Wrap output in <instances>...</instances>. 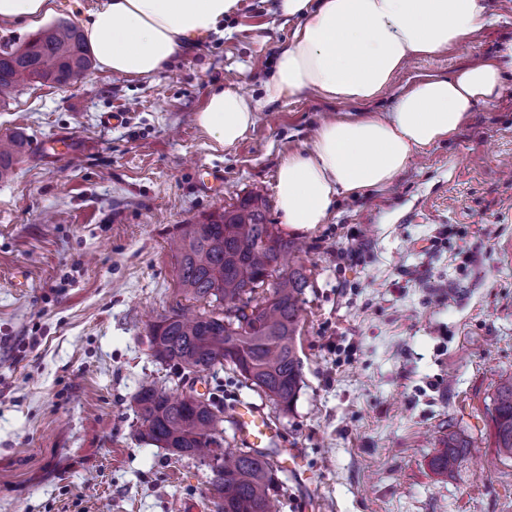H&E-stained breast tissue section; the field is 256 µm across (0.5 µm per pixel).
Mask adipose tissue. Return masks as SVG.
I'll use <instances>...</instances> for the list:
<instances>
[{"label": "adipose tissue", "instance_id": "obj_1", "mask_svg": "<svg viewBox=\"0 0 512 512\" xmlns=\"http://www.w3.org/2000/svg\"><path fill=\"white\" fill-rule=\"evenodd\" d=\"M295 19L262 101L236 88L212 91L197 123L220 147L244 138L262 106L311 91L366 104L415 58L464 43L485 22L483 0H279ZM239 0H102L83 23L109 73L143 78L165 70L186 44L220 33ZM512 76V43L450 75L414 78L392 112L323 123L312 148L284 157L276 196L285 224L325 223L334 199L390 185L414 154L457 133L475 105L498 99Z\"/></svg>", "mask_w": 512, "mask_h": 512}]
</instances>
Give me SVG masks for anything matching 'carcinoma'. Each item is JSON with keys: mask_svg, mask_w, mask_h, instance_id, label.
Masks as SVG:
<instances>
[{"mask_svg": "<svg viewBox=\"0 0 512 512\" xmlns=\"http://www.w3.org/2000/svg\"><path fill=\"white\" fill-rule=\"evenodd\" d=\"M92 67L82 31L58 21L21 44L0 46V104L8 103L27 81L66 86ZM20 135L0 138V179L11 174L26 152ZM266 201L249 195L220 213L204 218L198 234L186 224L170 241L179 289L209 309L190 313L184 308L148 324L151 356L184 378L201 380L229 367L238 378L263 393L282 415L292 411L302 383L298 356L301 295L308 286L303 268L284 269L285 257L299 250L266 220ZM274 287L259 293L265 279ZM251 306L241 313L246 325L225 321L221 307ZM141 436L179 458H189L223 474L211 485L218 512H274L271 490L278 453L256 448L224 449V423L232 413L209 390L178 391L155 384L140 387L134 397ZM494 444L512 458V375L500 377L490 411ZM470 453V443L448 433L443 450L431 462L440 475L458 473Z\"/></svg>", "mask_w": 512, "mask_h": 512, "instance_id": "cac0c4a2", "label": "carcinoma"}]
</instances>
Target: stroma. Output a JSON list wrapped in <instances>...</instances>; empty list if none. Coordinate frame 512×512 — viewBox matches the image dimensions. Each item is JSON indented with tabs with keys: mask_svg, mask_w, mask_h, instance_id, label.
Listing matches in <instances>:
<instances>
[{
	"mask_svg": "<svg viewBox=\"0 0 512 512\" xmlns=\"http://www.w3.org/2000/svg\"><path fill=\"white\" fill-rule=\"evenodd\" d=\"M277 0H240L223 35L162 72L93 67L78 84L29 82L0 107V137L30 148L0 180V512H216L209 471L140 436L142 383L192 386L152 357L146 325L180 293L169 240L248 195L302 241V389L292 412L219 370L210 384L277 422L297 472L275 475L280 512H512V458L498 456L488 407L512 373V85L477 104L455 137L413 156L391 186L338 196L311 230L285 226L276 173L321 121L392 111L420 73L447 75L512 41V0L493 24L416 59L370 108L312 94L266 106L237 144L198 126L208 94L253 98L296 25ZM126 113L104 126V113ZM69 156L47 154L56 137ZM213 168L224 189L202 192ZM460 472L435 474L449 432Z\"/></svg>",
	"mask_w": 512,
	"mask_h": 512,
	"instance_id": "35a3bbf8",
	"label": "stroma"
}]
</instances>
